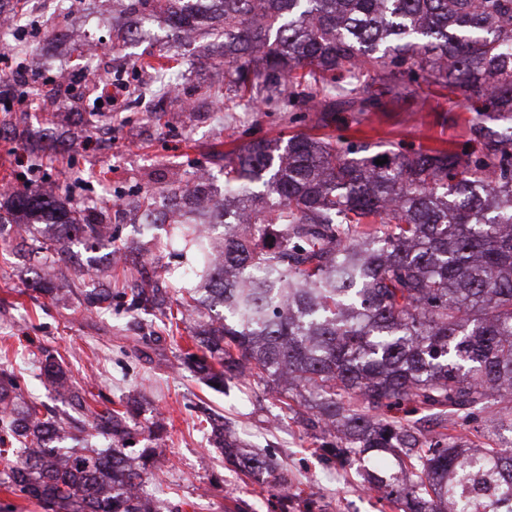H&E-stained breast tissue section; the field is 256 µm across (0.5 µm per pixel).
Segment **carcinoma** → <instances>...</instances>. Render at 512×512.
Segmentation results:
<instances>
[{"label": "carcinoma", "instance_id": "cac0c4a2", "mask_svg": "<svg viewBox=\"0 0 512 512\" xmlns=\"http://www.w3.org/2000/svg\"><path fill=\"white\" fill-rule=\"evenodd\" d=\"M131 15L171 37L219 48L224 85L210 96L288 111L373 112L431 76L476 113L465 153L411 147L370 153L363 141L299 133L222 154L224 202L209 180L171 185L197 219L180 225L198 284L171 304L165 288H133L127 309L197 314L184 361L210 387L257 377L293 383L311 402L318 447L346 463L390 452L399 469L365 468L362 483L398 512H512V445L472 448L426 436L406 417L483 413L512 428V0H128ZM387 158L383 165L376 159ZM11 209L41 226L29 259L43 269L69 244H112L83 211L25 189ZM126 291H80L90 313ZM44 387L61 416L25 400L0 366V464L5 491L49 512H158L136 493L156 449L127 451L129 409L93 406L63 361L45 354ZM215 442L242 473L270 460Z\"/></svg>", "mask_w": 512, "mask_h": 512}]
</instances>
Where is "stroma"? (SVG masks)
Returning <instances> with one entry per match:
<instances>
[{
    "label": "stroma",
    "instance_id": "1",
    "mask_svg": "<svg viewBox=\"0 0 512 512\" xmlns=\"http://www.w3.org/2000/svg\"><path fill=\"white\" fill-rule=\"evenodd\" d=\"M77 2L76 14L54 25L43 0H28L34 34L22 46L39 61L29 82L6 86L4 78L18 59L0 49V89L29 101L13 112L0 109V186L36 189L45 178L77 171L82 181L73 185L71 202L101 214L117 242L139 241L137 201L143 193H154L170 221H183L184 210L172 207L166 192L174 173L191 179L207 169L214 189L223 190L224 173L213 151L228 152L255 139L322 131L336 138L357 135L396 151L470 146L473 114L464 97L435 84L414 97L387 101L378 112L339 113L326 126L316 111L254 112L243 101L216 103L207 87L222 83L224 71L201 64L203 41L173 43L162 27L155 39L116 47L100 0ZM92 41L109 48L106 65L137 66L142 74L128 90L140 111L101 115L94 130L82 96L83 47ZM152 53L175 57L180 100L161 99L149 85L150 71L140 62ZM62 66L70 70L72 95L60 102L50 76ZM50 277L54 284H69L70 293L55 299L41 294L29 265L0 248V350L8 349L25 396L50 398L40 382L47 349L61 355L76 388L115 403L138 400L135 448L151 446L149 427L155 417L163 418L167 433L155 468L164 487L156 499L160 512H395L381 493L360 483L371 454L344 464L316 448L306 423L281 416L271 384L237 381L226 392H214L183 366L182 352L162 321L134 319L126 300L118 298L108 311L87 312L73 294L80 282L66 262H58ZM207 408L223 416L242 448L267 455L287 476V509H280L263 481L225 463L202 424Z\"/></svg>",
    "mask_w": 512,
    "mask_h": 512
}]
</instances>
